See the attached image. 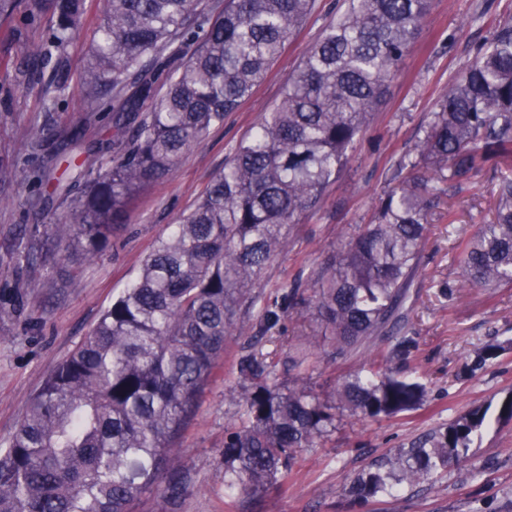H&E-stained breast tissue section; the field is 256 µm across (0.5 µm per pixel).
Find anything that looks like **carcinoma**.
I'll list each match as a JSON object with an SVG mask.
<instances>
[{"label":"carcinoma","instance_id":"carcinoma-1","mask_svg":"<svg viewBox=\"0 0 512 512\" xmlns=\"http://www.w3.org/2000/svg\"><path fill=\"white\" fill-rule=\"evenodd\" d=\"M315 0H224L217 16L201 0H105L101 34L80 73L95 97L112 87V138L93 150L125 152L87 179L70 216L51 225L56 243L93 260L126 219L131 197L173 173L210 127L251 97ZM33 19H54L49 44L20 40L19 59L52 61L86 21L85 0H27ZM431 0H344L288 79L280 100L242 140L195 207L144 260L133 282L58 364L0 448V512H132L146 493L171 501L188 474L176 445L195 414L248 287L277 255L287 226L317 209L350 159L428 15ZM166 88L158 94L159 75ZM136 84L127 96L128 83ZM154 101L148 112L139 104ZM421 136L401 157L370 223L313 278L311 303L337 350L398 338L419 272L426 224L442 196L469 183L480 161L500 163L487 224L459 244L462 282L512 285V16L437 97ZM299 287L269 299L274 327ZM309 342L288 357L293 385L253 352L238 360L240 419L224 433V487L253 495L288 481L299 448L336 428L335 410L376 420L418 407L425 386L378 365L322 400L300 383ZM487 410L471 409L359 475L352 496L427 478L468 458Z\"/></svg>","mask_w":512,"mask_h":512}]
</instances>
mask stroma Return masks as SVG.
I'll return each instance as SVG.
<instances>
[{
  "label": "stroma",
  "mask_w": 512,
  "mask_h": 512,
  "mask_svg": "<svg viewBox=\"0 0 512 512\" xmlns=\"http://www.w3.org/2000/svg\"><path fill=\"white\" fill-rule=\"evenodd\" d=\"M336 2L316 0L313 14L252 97L211 127L171 176L152 181L135 197L126 224L94 260L64 255L50 227L76 206L84 170L98 166L76 149V141L108 135L112 126L111 95L90 101L78 79L98 38L103 0H86V23L64 50L59 75L39 61L14 56L15 40H46L49 18L30 19L21 2L9 22H0V163L16 172L12 183L0 185V307L10 311L0 318V448L51 370L88 334L157 242L223 171L238 143L278 102L289 74L335 15ZM510 12L512 0H434L346 168L327 188L320 208L290 226L282 251L251 286L239 313L247 329L228 337L177 445L174 462L190 469V485L173 503L145 494L136 512H512V419L495 416L475 437L465 462L419 484L396 486L388 496L358 501L345 494L374 461L395 457L476 406H497L512 395V287L465 286L457 263L460 241L492 217L495 161L483 162L470 183L446 197L456 223H449L443 208L430 219L406 312L404 332L415 342L409 358L395 355L392 338L336 354L329 330L308 303L315 273L357 225L369 223L389 168L413 145L438 94L491 38L497 18ZM35 127L47 134L44 148L30 142ZM296 283L301 302L274 328L260 332L257 316L266 300ZM303 336L312 341L303 383L321 398H332L345 378L382 360L426 385L424 405L380 420L340 412L334 431L315 447L298 450L287 484L260 495L225 489L224 428L241 412L242 351L275 365L277 381L285 386L291 377L284 361ZM489 346L499 347L498 356L477 364L478 352Z\"/></svg>",
  "instance_id": "1"
}]
</instances>
